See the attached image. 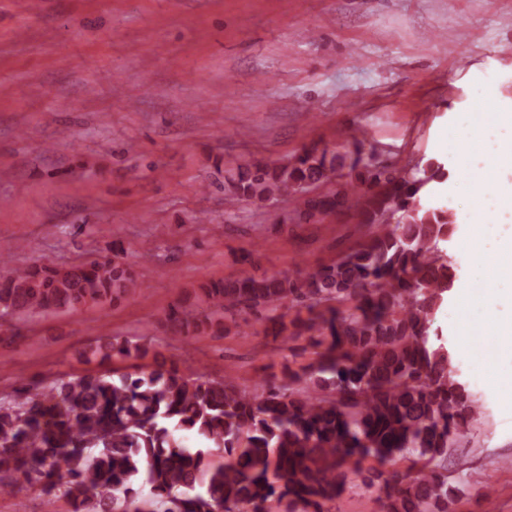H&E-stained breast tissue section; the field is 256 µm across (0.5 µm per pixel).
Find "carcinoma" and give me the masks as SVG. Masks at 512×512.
<instances>
[{
  "label": "carcinoma",
  "instance_id": "cac0c4a2",
  "mask_svg": "<svg viewBox=\"0 0 512 512\" xmlns=\"http://www.w3.org/2000/svg\"><path fill=\"white\" fill-rule=\"evenodd\" d=\"M342 158L305 147L282 164L256 165L224 180L226 208L286 196L294 220L344 205L359 209L368 233L350 250L307 274L224 279L201 288L213 311L173 308L176 335L214 325L242 307L296 314L270 320L289 340L313 336L319 359L285 368L242 390L176 365L149 373H95L58 379L0 401V492L14 477L72 512H327L359 465L372 459L393 470L377 487L382 512H457L463 451L482 414L464 382L436 316L458 276L443 250L453 214L429 198L447 178L442 162L396 171L356 150L358 183L332 196L311 188L336 180ZM141 289L112 260L57 268H13L0 283V310L10 314L76 309ZM144 357L145 345L99 346ZM194 432L204 448L178 436ZM411 462L404 472L398 463Z\"/></svg>",
  "mask_w": 512,
  "mask_h": 512
}]
</instances>
